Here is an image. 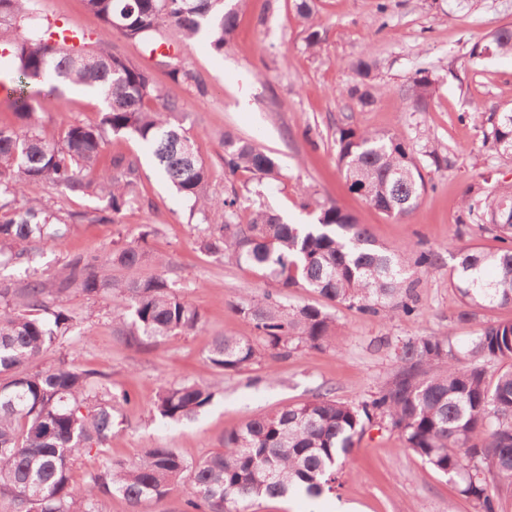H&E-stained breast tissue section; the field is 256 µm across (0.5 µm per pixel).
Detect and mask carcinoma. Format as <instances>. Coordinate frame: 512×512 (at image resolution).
Listing matches in <instances>:
<instances>
[{
  "instance_id": "1",
  "label": "carcinoma",
  "mask_w": 512,
  "mask_h": 512,
  "mask_svg": "<svg viewBox=\"0 0 512 512\" xmlns=\"http://www.w3.org/2000/svg\"><path fill=\"white\" fill-rule=\"evenodd\" d=\"M102 24V36L119 32L160 54L175 82L194 79L172 35L182 41L204 33L224 51L234 36L237 13L246 0H85ZM296 16L316 46L315 0H296ZM33 0H0V51L9 52L11 127H0V264L31 267L46 244L74 224H114L127 209L141 206L138 162L111 156L97 169L110 134L143 142L171 186L200 214L217 207L224 223L200 230L199 249L245 265L271 284L242 299L236 309L251 321L264 348L231 333L216 336L208 354L221 371H240L268 352L272 359L298 348H337L336 320L323 305L292 304V288H305L328 304L341 303L388 320L413 317L412 276L436 267L433 247L407 243L399 249L379 245L368 229L335 204L320 206L313 224H290L260 205L242 222L239 196L209 195L210 168L194 139L174 120L179 100L164 91L151 72L125 57L90 48L67 53L50 40ZM491 51L512 55V27L496 31ZM354 82L345 94L362 110L371 108L379 86L376 63L364 53L347 63ZM82 86L98 94V122H74L59 135L46 133L37 98L63 86ZM435 80L416 74L404 101L425 112ZM477 116L483 141L512 163V108L495 107ZM336 167L351 191L390 217L415 209L429 189L431 173L448 166V157L422 151L417 142L391 130L338 128ZM246 172L275 180L274 157L230 132L224 133V173ZM61 193L107 198L94 212H67L27 196L31 185ZM461 208L475 224L491 226L502 246L464 247L448 270V283L460 298L461 321L496 306H512V185L480 200L463 199ZM147 224L138 240L116 242L103 254L69 258L54 288L38 279L16 288L0 278V501L7 512H100V497L121 495L134 507L164 500L183 479L188 490L180 512H246L261 497L292 492L318 496L335 489L337 474L352 448L374 422L398 433L403 447L433 470L464 483L463 495L480 512H504L492 491L496 480L512 482V322H489L470 343L458 348L446 337L411 336L397 348V367L370 399L341 402L327 393L249 420L224 434L222 447L189 463L170 448H148L131 463L114 461L77 489L72 468L83 455L106 447L112 437L114 404L96 391L97 372L61 359L46 369L32 363L66 338L73 318L63 296L75 288L93 298L113 300L115 332L130 346L152 347L195 332L201 322L166 274H142L164 259L153 255ZM499 366L487 378L488 368ZM221 387L181 382L163 386L154 411L172 421L191 419L210 406Z\"/></svg>"
}]
</instances>
